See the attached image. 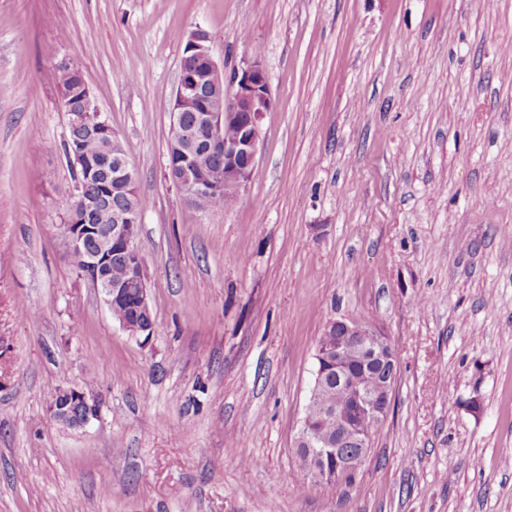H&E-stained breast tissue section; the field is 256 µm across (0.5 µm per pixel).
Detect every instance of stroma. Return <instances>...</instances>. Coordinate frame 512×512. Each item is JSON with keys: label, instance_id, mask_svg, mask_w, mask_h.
<instances>
[{"label": "stroma", "instance_id": "1", "mask_svg": "<svg viewBox=\"0 0 512 512\" xmlns=\"http://www.w3.org/2000/svg\"><path fill=\"white\" fill-rule=\"evenodd\" d=\"M198 28L272 96L209 212L165 171ZM64 60L147 201L146 344L67 253ZM341 318L399 360L362 468L327 486L295 448ZM68 388L99 407L78 429L51 414ZM510 458L512 0H0V512H512Z\"/></svg>", "mask_w": 512, "mask_h": 512}]
</instances>
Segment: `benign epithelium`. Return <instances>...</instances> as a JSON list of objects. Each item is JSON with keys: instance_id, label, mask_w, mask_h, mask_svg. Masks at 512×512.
<instances>
[{"instance_id": "1", "label": "benign epithelium", "mask_w": 512, "mask_h": 512, "mask_svg": "<svg viewBox=\"0 0 512 512\" xmlns=\"http://www.w3.org/2000/svg\"><path fill=\"white\" fill-rule=\"evenodd\" d=\"M209 36L201 28L188 35V49L185 58L192 61L188 68H181L179 82L171 109L169 153L167 175L185 198L203 197L220 190L223 185H233L242 189L248 182L261 144V117L272 104L270 79L262 64L253 60L236 69L229 78H224V66L211 54ZM199 113L197 129L206 134L210 149L224 156V178L216 177L205 158L185 162L174 154L182 153L192 143L187 136L182 120L183 113ZM232 125L238 129L232 140L224 139V127ZM69 165L76 174L73 195L80 196L84 191L83 172L88 163L82 154L68 153ZM112 178L127 184L135 183L134 171L128 159L117 156L112 164ZM103 225L65 224L63 233L68 251L87 253L86 273L98 288L107 307H112V297L120 295L126 288L136 289L141 306L150 308L146 277L140 274L124 284H112L100 274L101 267L112 258V251L118 250L130 268L144 267V257L138 246L137 224L141 223L142 213L132 205L123 209L105 207L99 210ZM98 243V248L87 251L90 240ZM121 327L129 335L147 342L154 334V325L130 324L123 322ZM328 328L336 331V344H322L315 357L314 386L308 401L326 387V377L330 370H336V380L342 376L343 348L355 336H369L371 332L359 323L350 320H332ZM370 359L385 365L394 360L392 346L387 337L377 334L374 343L368 347ZM391 406L390 395L369 394L354 388L353 408L336 403V414L340 418L336 429V439L332 443H316L311 437L310 419L304 417L300 430L296 454L305 458L303 471L306 475L324 482L344 479L343 462L329 466L325 459L330 455L339 456L349 448L367 451L368 430L359 422L380 423ZM51 411L53 417L70 428H82L97 417L95 403L88 400L85 393L71 388L58 392Z\"/></svg>"}]
</instances>
